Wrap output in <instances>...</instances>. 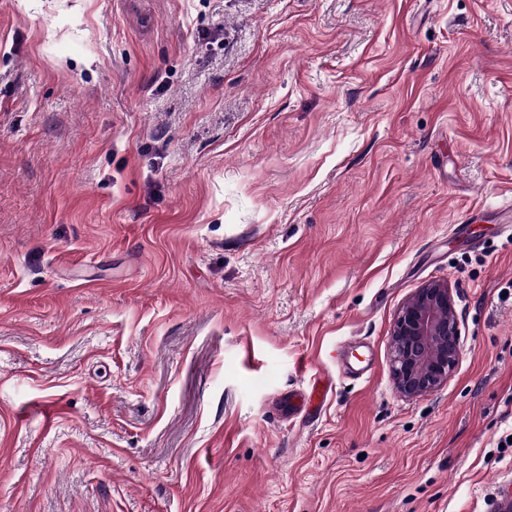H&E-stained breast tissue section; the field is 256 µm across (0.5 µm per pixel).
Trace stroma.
Returning <instances> with one entry per match:
<instances>
[{"label":"stroma","instance_id":"1","mask_svg":"<svg viewBox=\"0 0 512 512\" xmlns=\"http://www.w3.org/2000/svg\"><path fill=\"white\" fill-rule=\"evenodd\" d=\"M509 204L512 0H0V512H504ZM390 336L392 375L402 397H421L445 384L462 355L448 282L418 288L402 305Z\"/></svg>","mask_w":512,"mask_h":512}]
</instances>
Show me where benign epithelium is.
<instances>
[{
    "instance_id": "obj_1",
    "label": "benign epithelium",
    "mask_w": 512,
    "mask_h": 512,
    "mask_svg": "<svg viewBox=\"0 0 512 512\" xmlns=\"http://www.w3.org/2000/svg\"><path fill=\"white\" fill-rule=\"evenodd\" d=\"M390 336L397 392L413 399L441 387L462 355L453 289L445 281L417 289L402 305Z\"/></svg>"
}]
</instances>
